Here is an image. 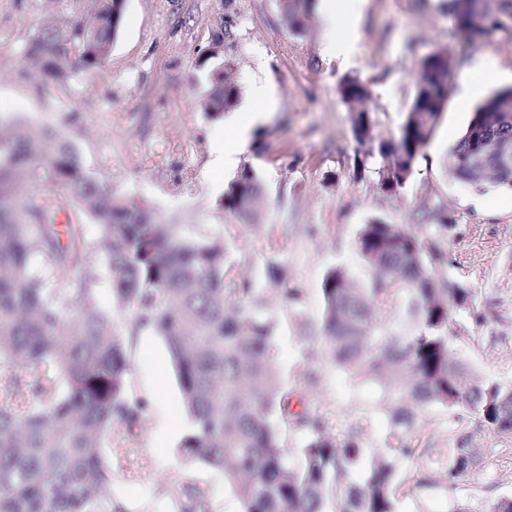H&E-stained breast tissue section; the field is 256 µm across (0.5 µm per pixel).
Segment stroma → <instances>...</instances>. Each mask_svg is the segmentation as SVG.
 Returning a JSON list of instances; mask_svg holds the SVG:
<instances>
[{
    "label": "stroma",
    "mask_w": 512,
    "mask_h": 512,
    "mask_svg": "<svg viewBox=\"0 0 512 512\" xmlns=\"http://www.w3.org/2000/svg\"><path fill=\"white\" fill-rule=\"evenodd\" d=\"M72 9L71 0H0V109L15 108L34 127L70 142L88 175L114 196L150 209L159 223L222 237L230 280L261 288L277 317L284 390L322 417L330 436L356 435L365 447H381L386 407L374 386L352 380L327 359L320 331L325 274L340 265L363 276L355 248L360 225L373 218L408 223L421 198L447 211L449 280L466 282L498 315L490 325L470 326L456 349L482 376L512 383V192L477 191L448 174V150L473 116L457 104L464 70L480 60L504 72L502 87L512 86L511 20L469 43L448 0H365L352 52L332 59L322 50L320 16L312 15L306 33L294 36L281 0H126L107 59L50 80L27 47L41 25L69 17ZM229 15L236 23L234 44L219 52L233 59L240 105L262 85L276 108L252 129L236 166L216 172L208 161L225 126L203 107L210 69L203 53ZM440 47L454 57L447 106L406 186L385 196L373 158L353 136L337 85L347 75L369 82L373 134L395 137L413 100L417 65ZM245 166L258 174L266 195L248 224L223 207L227 186ZM272 259L286 271L285 287L301 289L298 308L268 285ZM114 330L128 347L130 390L147 404L133 440L114 462L113 496L126 512H168L184 485L196 483L208 491L210 512H242L222 473L179 452L176 429L191 421L163 339L147 330L129 333L120 317ZM494 332L508 344L490 347ZM146 460L151 471L130 483L129 473Z\"/></svg>",
    "instance_id": "35a3bbf8"
}]
</instances>
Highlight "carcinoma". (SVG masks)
<instances>
[{
  "label": "carcinoma",
  "instance_id": "cac0c4a2",
  "mask_svg": "<svg viewBox=\"0 0 512 512\" xmlns=\"http://www.w3.org/2000/svg\"><path fill=\"white\" fill-rule=\"evenodd\" d=\"M86 13L41 26L28 55L44 76L64 79L77 67L94 68L109 55L125 0H77ZM289 29L302 34L309 0H284ZM459 30L477 35L470 20L483 11L503 27L488 0H450ZM234 21L214 34L204 60L231 43ZM452 58L438 48L422 58L414 97L398 137L377 142L373 172L382 193L405 187L448 100ZM229 58L213 66L205 110L220 117L241 90L228 76ZM338 94L348 106L356 140L374 139L369 83L346 75ZM450 177L483 189L512 191V88L479 104L459 142L449 151ZM40 194L20 197L25 182ZM264 202L262 183L245 168L224 193V209L250 221ZM70 204L96 226L54 224ZM403 224L373 219L360 225L355 246L361 279L341 266L323 281L322 335L332 362L374 385L390 407L384 447L372 451L355 438L343 442L307 411L290 409L278 385L273 316L247 279L225 287L227 249L221 237L193 234L184 224L162 225L147 208L118 199L82 168L73 146L39 133L22 119L0 118V512H126L109 492L113 456L101 438L127 442L134 435L141 398L130 396L126 344L112 334L114 315L132 312L129 330L150 329L165 341L191 428L180 444L190 461L215 469L237 494L242 512H396L403 460L422 468L413 488L454 492L472 483L512 441V384L481 378L450 344L449 322L487 325L496 312L477 304L472 289L444 275L448 224L435 204L417 205ZM78 271L75 292L56 285ZM111 287V307L98 304V275ZM401 303L408 320L383 331L373 312ZM452 410L459 422L453 447L434 455L436 433L417 445L424 430L417 409ZM306 431L298 459L285 450L274 413ZM174 512H209L207 491L187 484ZM454 512H512V497L489 509L468 500Z\"/></svg>",
  "mask_w": 512,
  "mask_h": 512
}]
</instances>
